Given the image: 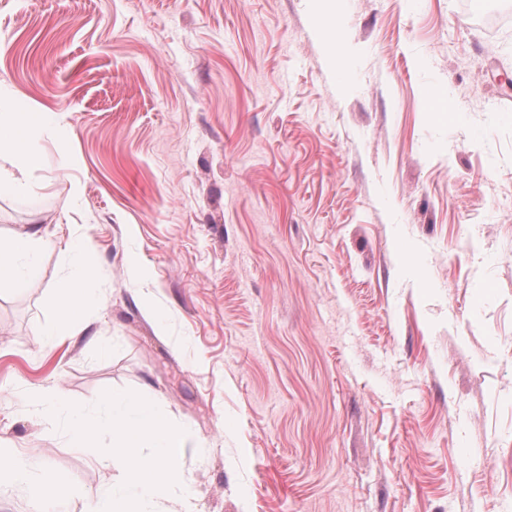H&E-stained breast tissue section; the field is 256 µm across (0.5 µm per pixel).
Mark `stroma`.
Returning a JSON list of instances; mask_svg holds the SVG:
<instances>
[{"instance_id":"1","label":"stroma","mask_w":512,"mask_h":512,"mask_svg":"<svg viewBox=\"0 0 512 512\" xmlns=\"http://www.w3.org/2000/svg\"><path fill=\"white\" fill-rule=\"evenodd\" d=\"M463 2L336 0L332 44L310 0H0V102L65 130L0 199L48 239L0 288V445L65 493L0 512L108 477L35 386L185 427L201 512H512V22ZM73 235L95 305L45 350Z\"/></svg>"}]
</instances>
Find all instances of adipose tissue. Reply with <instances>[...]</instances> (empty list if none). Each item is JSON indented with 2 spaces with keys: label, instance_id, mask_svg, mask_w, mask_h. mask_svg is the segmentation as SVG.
<instances>
[{
  "label": "adipose tissue",
  "instance_id": "1",
  "mask_svg": "<svg viewBox=\"0 0 512 512\" xmlns=\"http://www.w3.org/2000/svg\"><path fill=\"white\" fill-rule=\"evenodd\" d=\"M61 126L56 113L32 112L22 103L0 107V156L13 160L12 167L0 171V197L12 196L32 187V174L41 169L43 156L36 139L57 135ZM44 240L38 232L16 234L0 243V287L15 285L22 275H36L29 263L31 254ZM68 252L73 266L69 282L56 289L43 305L47 317L37 334L44 348L50 349L66 336L78 335L87 322L93 299L85 288L95 273V257L81 240L71 241ZM22 485L32 495L57 492L59 479L48 468H34L25 454L15 448H0V485Z\"/></svg>",
  "mask_w": 512,
  "mask_h": 512
}]
</instances>
